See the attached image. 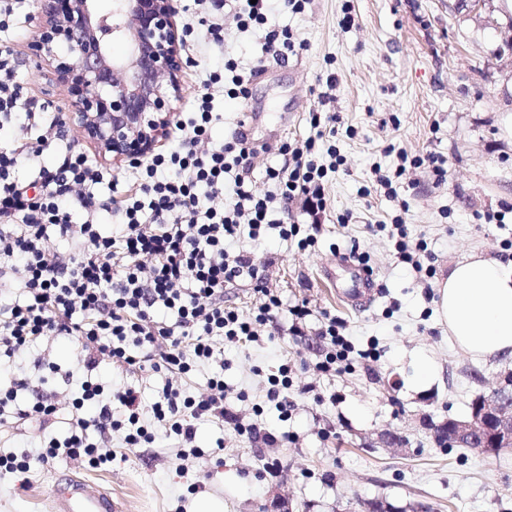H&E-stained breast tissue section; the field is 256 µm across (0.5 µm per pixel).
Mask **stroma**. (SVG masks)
Segmentation results:
<instances>
[{"mask_svg":"<svg viewBox=\"0 0 512 512\" xmlns=\"http://www.w3.org/2000/svg\"><path fill=\"white\" fill-rule=\"evenodd\" d=\"M174 3L176 26L194 29L181 50L190 60L173 102L181 113L215 52L206 26L188 8L190 0ZM24 4L12 42L23 95L68 113L67 87L31 51L42 17L35 0ZM347 13L354 24L344 30L339 22ZM269 22L292 29L305 47L285 58L262 54L258 32L239 31L225 20L226 54L255 75L246 102L216 95L222 118L212 137L221 145L238 132L247 134L256 148L248 180L263 195L274 190L266 171L282 164L281 145L310 135L309 111L321 108L339 118L335 140L345 162L325 186L327 217L317 244L303 250L274 232L241 242L284 303L307 304L304 334H291L292 317L284 313L275 336L225 345L222 362L182 377L124 373L106 362L95 374L108 386H135L149 405L165 383L198 397L207 393L214 373H223L225 406L244 423L282 436V443L268 448L205 421L195 439L202 458L182 461L175 439L130 448L116 431L111 446L118 458L109 467L63 458L34 466L24 482L0 478V512H51L54 488L71 478L120 497L128 512H188L193 500L205 496L223 501L224 512H266L275 501L304 506L305 512H353L361 499L390 503L397 512L421 506L428 512H512L511 450L490 459L439 443L434 435L443 422L468 414L476 397L491 394L501 374L512 371V361L475 362L452 348L447 330L437 324L430 279L401 263L392 242L369 230L399 214L395 202L361 193L373 165L391 167L397 153L443 155L444 182L435 183L423 169L401 179L410 239L427 242L438 272L472 249L512 261V223L484 220L512 207V134L505 125L512 115V0H488L477 13L461 9L460 0H309L304 12L277 11ZM330 73L336 88L323 101L319 94ZM341 215L348 224H338ZM360 253L370 257L377 292L359 309L344 303L351 272L332 258ZM329 317L345 323L356 349L351 369L333 376L315 368L323 349L318 333ZM367 349L373 357L359 358ZM419 353L439 371L425 388L414 383ZM42 358L57 364L58 376L45 378L36 365ZM283 364L292 380L285 414L266 399L268 377ZM83 375L77 344L54 336L0 364V384H25L17 405L32 403L39 390L53 393L58 407L45 430L26 418L1 422L0 452L32 453L46 436H64ZM392 434L401 437V447L387 443Z\"/></svg>","mask_w":512,"mask_h":512,"instance_id":"35a3bbf8","label":"stroma"}]
</instances>
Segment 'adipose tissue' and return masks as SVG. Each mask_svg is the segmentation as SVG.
Masks as SVG:
<instances>
[{"label": "adipose tissue", "instance_id": "adipose-tissue-1", "mask_svg": "<svg viewBox=\"0 0 512 512\" xmlns=\"http://www.w3.org/2000/svg\"><path fill=\"white\" fill-rule=\"evenodd\" d=\"M436 288L439 321L458 350L480 362L512 358V263L474 253Z\"/></svg>", "mask_w": 512, "mask_h": 512}]
</instances>
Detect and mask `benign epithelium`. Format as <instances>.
Segmentation results:
<instances>
[{
	"mask_svg": "<svg viewBox=\"0 0 512 512\" xmlns=\"http://www.w3.org/2000/svg\"><path fill=\"white\" fill-rule=\"evenodd\" d=\"M43 22L33 55L54 64L73 93L69 120L103 155L135 162L168 135L184 62L173 0H115L112 23L95 0H39ZM124 37L126 59L112 57ZM436 438L494 456L512 448V374L491 395L450 419Z\"/></svg>",
	"mask_w": 512,
	"mask_h": 512,
	"instance_id": "benign-epithelium-1",
	"label": "benign epithelium"
}]
</instances>
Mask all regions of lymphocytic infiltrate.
<instances>
[{
  "label": "lymphocytic infiltrate",
  "mask_w": 512,
  "mask_h": 512,
  "mask_svg": "<svg viewBox=\"0 0 512 512\" xmlns=\"http://www.w3.org/2000/svg\"><path fill=\"white\" fill-rule=\"evenodd\" d=\"M18 0H0V129L19 131L17 140L0 143V284L14 281L20 298L0 308V357L57 336L77 342L87 372L75 408L92 405L90 418H76L68 435L51 438L37 457L0 454V475L27 474L33 464L47 465L60 457L85 458L94 468L110 466L116 454L109 446L90 443L88 431L99 439L123 431L127 445L153 443L156 435L141 423L144 408L134 386L106 387L94 375L102 360L125 372L152 370L185 375L213 359L218 345L252 341L262 327L274 323L281 309L299 320L306 305L284 307L268 288L250 252L238 249L242 238L260 239L277 229L300 247L314 246L319 220L327 209L324 184L338 171L342 157L335 145H324L330 116L308 113L312 136L283 144L286 165L268 168L276 193H252L246 176L255 149L245 135L215 147L210 131L219 115L214 91L235 99L249 96V78L237 61L225 58L221 68L208 71L198 87L192 109L174 125L177 144L146 163L136 164V176L125 189L98 187L104 174L97 162L77 149L64 124L45 105L22 101L15 62L7 38ZM241 31L262 30V49L281 56L296 54L302 43L288 28L268 24L270 0H230ZM33 162L34 179L17 175L20 160ZM394 171H379L375 181L385 196L396 198L395 183L408 169L426 168L444 181L443 157L426 153L400 154ZM303 197L311 221L290 224L272 220L274 211L288 212ZM85 220L73 221L76 210ZM120 217L121 230L104 235L101 213ZM71 239L73 247L53 250L52 236ZM254 282L260 301L243 311L224 304V286L241 276ZM175 315L174 322L157 321L155 309ZM345 326L329 319L320 332L324 343L317 370L332 374L352 349ZM160 428L179 444L180 456H199L194 441L197 423L228 424L239 434L266 445L277 438L258 424H243L224 405V380L212 378L208 393L196 398L166 384L151 408Z\"/></svg>",
  "instance_id": "f902f5d3"
}]
</instances>
